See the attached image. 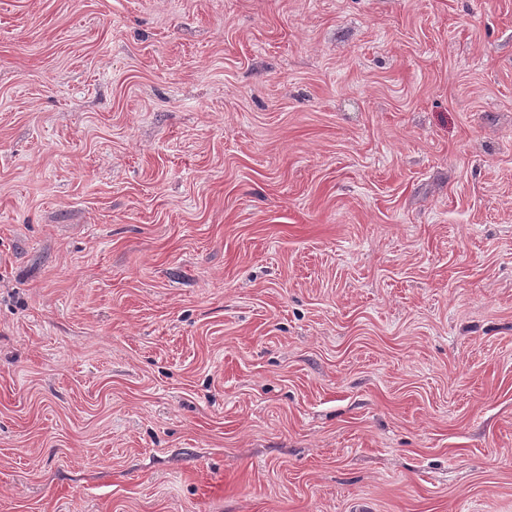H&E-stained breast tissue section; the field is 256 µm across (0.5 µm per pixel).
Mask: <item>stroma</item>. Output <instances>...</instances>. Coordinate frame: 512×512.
<instances>
[{"instance_id": "stroma-1", "label": "stroma", "mask_w": 512, "mask_h": 512, "mask_svg": "<svg viewBox=\"0 0 512 512\" xmlns=\"http://www.w3.org/2000/svg\"><path fill=\"white\" fill-rule=\"evenodd\" d=\"M0 512H512V0H0Z\"/></svg>"}]
</instances>
